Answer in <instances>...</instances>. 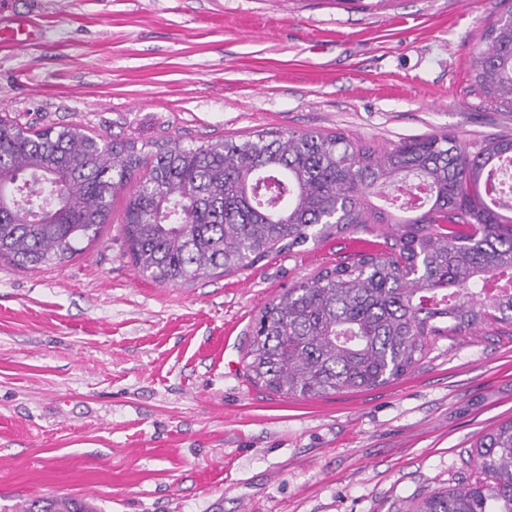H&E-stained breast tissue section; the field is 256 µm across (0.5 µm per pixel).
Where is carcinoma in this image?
Instances as JSON below:
<instances>
[{
    "instance_id": "carcinoma-1",
    "label": "carcinoma",
    "mask_w": 512,
    "mask_h": 512,
    "mask_svg": "<svg viewBox=\"0 0 512 512\" xmlns=\"http://www.w3.org/2000/svg\"><path fill=\"white\" fill-rule=\"evenodd\" d=\"M487 29L474 82L512 110V0ZM512 137L464 144L414 137L378 151L343 133L260 131L199 146L107 142L77 125L38 131L0 116V258L56 265L97 240L129 190L123 235L138 271L178 286L230 275L272 253L369 225L389 226L382 254H358L298 282L260 311L246 369L265 390L312 399L365 391L410 372L435 336L512 326V201L491 200L492 164ZM416 181L410 215L373 204ZM483 478L413 512H512V420L476 444ZM22 512H95L39 497Z\"/></svg>"
}]
</instances>
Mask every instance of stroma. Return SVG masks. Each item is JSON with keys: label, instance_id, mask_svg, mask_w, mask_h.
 Instances as JSON below:
<instances>
[{"label": "stroma", "instance_id": "stroma-1", "mask_svg": "<svg viewBox=\"0 0 512 512\" xmlns=\"http://www.w3.org/2000/svg\"><path fill=\"white\" fill-rule=\"evenodd\" d=\"M40 30L0 46V113L150 151L250 132L375 148L512 136L473 79L501 0H12ZM118 195L60 265L0 259V512L58 494L98 512H413L481 479L512 419V327L438 340L400 379L313 399L245 371L260 310L384 236L344 234L230 276L164 286L133 266Z\"/></svg>", "mask_w": 512, "mask_h": 512}]
</instances>
